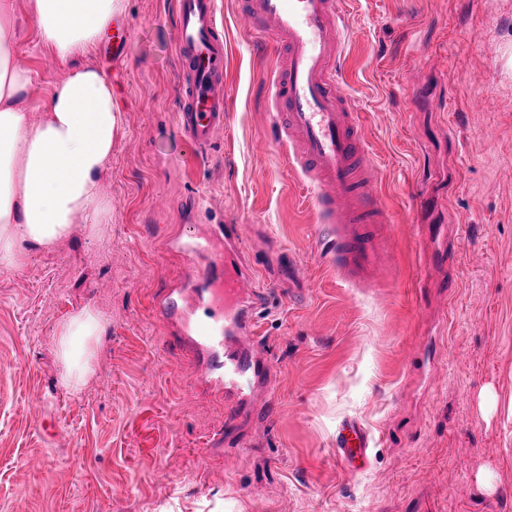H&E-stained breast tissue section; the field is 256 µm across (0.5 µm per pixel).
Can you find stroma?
Returning <instances> with one entry per match:
<instances>
[{
    "mask_svg": "<svg viewBox=\"0 0 512 512\" xmlns=\"http://www.w3.org/2000/svg\"><path fill=\"white\" fill-rule=\"evenodd\" d=\"M217 6L228 117L201 155L177 126L175 0H125L126 52L104 40L88 58L122 99L110 211L97 237L78 225L0 268V512H512V0H348L340 78L365 116L392 254L360 288L320 261L277 145L274 53L239 0ZM24 23L37 109L59 70ZM228 221L245 227L258 283L289 254L303 284L297 298L274 285L258 321L275 368L258 422H226L192 390L153 314L185 267L165 240ZM85 307L106 328L75 393L56 330ZM347 418L372 438L358 474L336 455Z\"/></svg>",
    "mask_w": 512,
    "mask_h": 512,
    "instance_id": "stroma-1",
    "label": "stroma"
}]
</instances>
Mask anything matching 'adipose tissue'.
Segmentation results:
<instances>
[{
	"label": "adipose tissue",
	"instance_id": "ef3b65f1",
	"mask_svg": "<svg viewBox=\"0 0 512 512\" xmlns=\"http://www.w3.org/2000/svg\"><path fill=\"white\" fill-rule=\"evenodd\" d=\"M39 43L62 69L38 120H31L32 74L17 62L21 16L0 0V267L21 264L29 246L49 248L75 225L96 232L108 203L100 180L122 125L107 75L88 56L123 12V0H29ZM105 319L83 308L57 330L64 383L79 390L92 374L93 346Z\"/></svg>",
	"mask_w": 512,
	"mask_h": 512
}]
</instances>
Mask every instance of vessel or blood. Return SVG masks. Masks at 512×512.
<instances>
[{
    "label": "vessel or blood",
    "mask_w": 512,
    "mask_h": 512,
    "mask_svg": "<svg viewBox=\"0 0 512 512\" xmlns=\"http://www.w3.org/2000/svg\"><path fill=\"white\" fill-rule=\"evenodd\" d=\"M175 10L177 124L191 151L199 153L224 125V38L216 0H176ZM244 20L274 49L270 118L333 238L325 261L350 284H366L389 260L376 231L387 217L371 176L362 116L338 78L346 59L344 6L341 0H249ZM186 247L202 258L189 274L186 300L165 288L155 307L160 317L183 322L195 381L223 400L232 420L249 410L251 395L240 384L244 375L271 382L273 365L257 332L269 291L253 284L242 225H209L190 233ZM188 301L207 304L209 316L185 320ZM370 446L369 433L357 422H344L336 433L337 454L352 472L366 467Z\"/></svg>",
    "instance_id": "vessel-or-blood-1"
}]
</instances>
